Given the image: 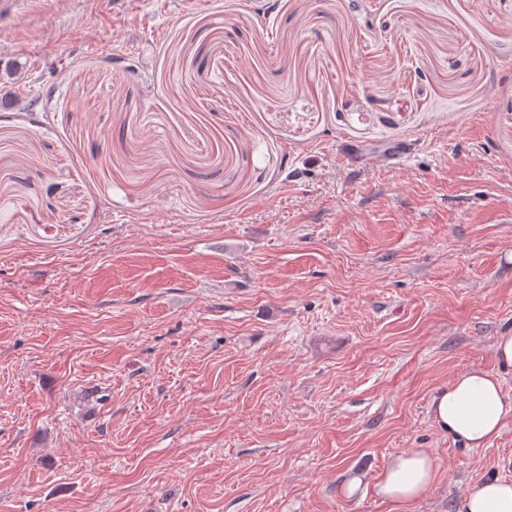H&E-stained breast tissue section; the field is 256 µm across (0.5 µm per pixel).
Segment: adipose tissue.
I'll return each instance as SVG.
<instances>
[{
	"label": "adipose tissue",
	"mask_w": 512,
	"mask_h": 512,
	"mask_svg": "<svg viewBox=\"0 0 512 512\" xmlns=\"http://www.w3.org/2000/svg\"><path fill=\"white\" fill-rule=\"evenodd\" d=\"M497 371L472 368L457 374L432 402L437 426L466 445L479 447L498 436L512 420V396L502 388L500 375L512 372V334L498 336ZM437 469L431 454L413 449L393 457L376 484V492L397 507L421 499L435 482ZM459 512H512V482L486 479L465 496Z\"/></svg>",
	"instance_id": "ef3b65f1"
}]
</instances>
